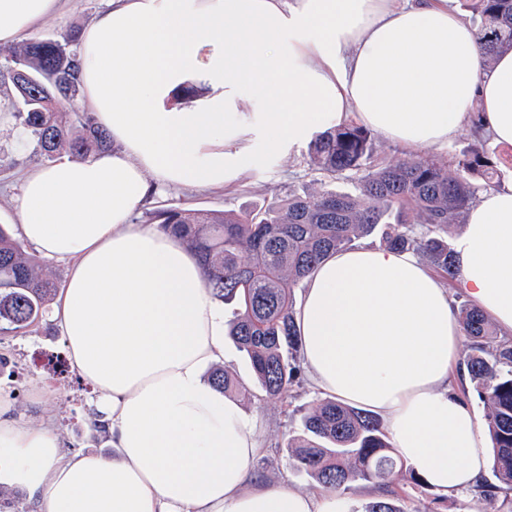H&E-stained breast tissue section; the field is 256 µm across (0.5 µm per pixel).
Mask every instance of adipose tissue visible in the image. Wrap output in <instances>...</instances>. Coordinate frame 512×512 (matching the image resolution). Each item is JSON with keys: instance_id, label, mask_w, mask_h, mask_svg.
<instances>
[{"instance_id": "1", "label": "adipose tissue", "mask_w": 512, "mask_h": 512, "mask_svg": "<svg viewBox=\"0 0 512 512\" xmlns=\"http://www.w3.org/2000/svg\"><path fill=\"white\" fill-rule=\"evenodd\" d=\"M62 0H0V46ZM80 102L115 145L28 172L16 237L65 263L53 318L101 398L111 456L63 453L0 398V484L38 512H341L335 493L254 480L259 424L203 377L224 323L177 238L135 223L163 187L236 181L253 147L355 119L412 150L446 147L473 113L512 145V51L486 63L448 0H107L76 42ZM204 97L171 104L182 85ZM256 105L259 122L241 118ZM460 292L512 334V177L479 193L453 242ZM321 396L367 408L394 451L443 492L493 466L481 422L451 384L460 327L450 292L411 252L364 244L308 276L295 311Z\"/></svg>"}]
</instances>
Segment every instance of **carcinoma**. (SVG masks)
I'll list each match as a JSON object with an SVG mask.
<instances>
[{"label":"carcinoma","mask_w":512,"mask_h":512,"mask_svg":"<svg viewBox=\"0 0 512 512\" xmlns=\"http://www.w3.org/2000/svg\"><path fill=\"white\" fill-rule=\"evenodd\" d=\"M467 7L488 61L512 50V0H467ZM77 37L72 31L61 42L26 39L6 56L14 88L9 111L47 162L62 150L86 157L112 146L90 117L66 111L81 94L73 50ZM373 140L369 128L346 123L325 130L309 146L311 170L324 180H354L355 194H290L266 206L224 213L176 206L153 212L157 227L197 257L212 299L234 305L229 336L246 353L268 397L299 383L301 339L294 314L299 282L331 254L372 236L382 247L412 251L454 278L452 248L440 231L456 223L497 174L484 146L446 164L427 156L376 163ZM57 289L44 265L0 225V334L40 322ZM457 317L471 342L465 365L486 408L495 457L497 483L481 484L479 494L493 500L512 491V343L497 339L489 320L471 304ZM211 381L223 391L236 386L221 367ZM287 448L294 467L338 494L362 482L386 485L402 474L423 483L394 456L378 416L335 400L314 404L302 418V433L288 440Z\"/></svg>","instance_id":"1"}]
</instances>
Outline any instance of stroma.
I'll return each mask as SVG.
<instances>
[{"label": "stroma", "mask_w": 512, "mask_h": 512, "mask_svg": "<svg viewBox=\"0 0 512 512\" xmlns=\"http://www.w3.org/2000/svg\"><path fill=\"white\" fill-rule=\"evenodd\" d=\"M102 5L103 0H72L68 9L48 18L33 36L62 38L67 31L82 29ZM308 148L305 141L281 154L256 147L249 170L234 188L204 192L163 188L140 209L134 221L150 223L153 210L167 203L186 210L224 212L259 206L293 192H319L322 185L308 165ZM41 162L18 122L0 127V224L11 223L10 197L22 174ZM223 365L242 387L236 395L241 407L259 421L264 450L253 460L252 473L294 490H313V479L293 467L286 449L288 439L301 428V415L319 399L310 379L290 388L285 397H267L255 383L245 356L229 339L224 342ZM0 394L12 400L15 414L22 420L34 426L52 424L65 452L111 454L107 435L93 425L97 394L73 368L52 319L8 336L0 335ZM374 499L394 500L405 512H512V498L487 501L468 492L444 493L402 477L386 487L362 483L341 496L345 512H360Z\"/></svg>", "instance_id": "35a3bbf8"}]
</instances>
